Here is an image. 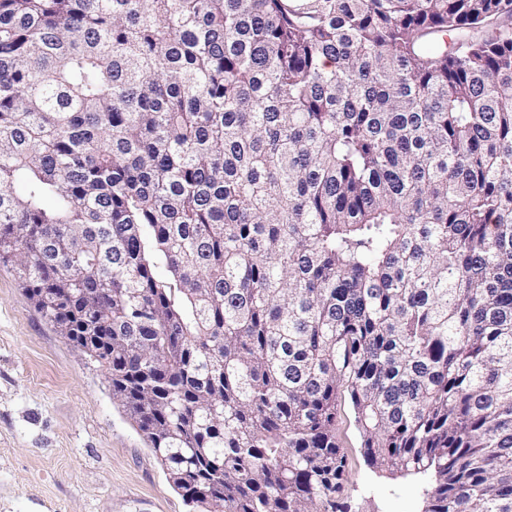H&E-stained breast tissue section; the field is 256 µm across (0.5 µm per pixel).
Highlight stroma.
Masks as SVG:
<instances>
[{
	"mask_svg": "<svg viewBox=\"0 0 512 512\" xmlns=\"http://www.w3.org/2000/svg\"><path fill=\"white\" fill-rule=\"evenodd\" d=\"M336 437L351 512H425L434 478L365 462L348 398ZM0 512H190L98 363L46 321L0 264Z\"/></svg>",
	"mask_w": 512,
	"mask_h": 512,
	"instance_id": "stroma-1",
	"label": "stroma"
}]
</instances>
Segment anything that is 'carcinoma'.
<instances>
[{"label":"carcinoma","instance_id":"carcinoma-1","mask_svg":"<svg viewBox=\"0 0 512 512\" xmlns=\"http://www.w3.org/2000/svg\"><path fill=\"white\" fill-rule=\"evenodd\" d=\"M0 261L195 512H512V0H0ZM336 437L347 457L352 512H425L434 486L433 476L392 474L367 465L347 396L337 401Z\"/></svg>","mask_w":512,"mask_h":512}]
</instances>
